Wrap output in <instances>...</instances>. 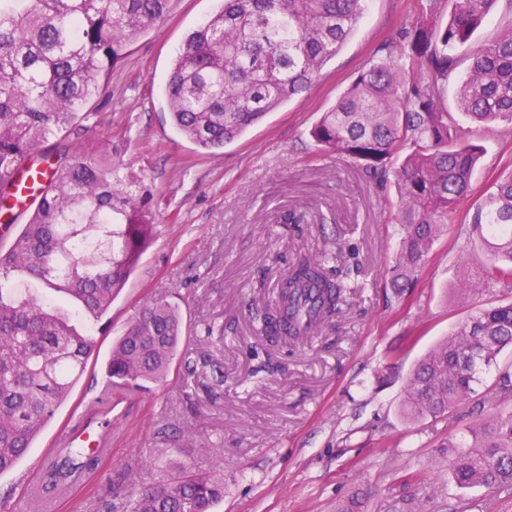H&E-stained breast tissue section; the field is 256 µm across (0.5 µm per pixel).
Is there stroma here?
<instances>
[{
    "mask_svg": "<svg viewBox=\"0 0 512 512\" xmlns=\"http://www.w3.org/2000/svg\"><path fill=\"white\" fill-rule=\"evenodd\" d=\"M415 0H369L340 52L300 95L224 148L203 152L176 130L164 88L188 33L217 0H169L164 17L86 105L70 136L76 152L112 156L134 176L157 234L103 320L68 400L18 465L0 475V506L26 512L22 476L76 404L106 384L112 342L143 303L165 299L183 323L180 358L164 381L117 401L112 453L60 512H130L139 494L189 468L222 473L214 512H336L367 492L365 512L387 501L417 512H512V489H462L436 448L478 420L462 404L441 417L401 413L415 364L475 311L460 281L481 271L469 212L512 172V132L455 113L458 130L484 149L471 190L417 280L395 294L390 269L399 228L388 221L394 185L317 150L309 136L378 48L412 19ZM326 253L350 268L354 289L333 322L297 343L268 344L251 316L271 304L300 258Z\"/></svg>",
    "mask_w": 512,
    "mask_h": 512,
    "instance_id": "1",
    "label": "stroma"
}]
</instances>
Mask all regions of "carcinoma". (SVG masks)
<instances>
[{"instance_id":"1","label":"carcinoma","mask_w":512,"mask_h":512,"mask_svg":"<svg viewBox=\"0 0 512 512\" xmlns=\"http://www.w3.org/2000/svg\"><path fill=\"white\" fill-rule=\"evenodd\" d=\"M168 0H0V209L14 224L16 175L39 152L44 179L27 223L0 248V475L15 468L68 399L93 347L73 323H97L124 288L156 226L132 180L94 151L39 150L50 137L77 133L76 119L130 43L158 21ZM418 0L411 23L369 60L310 136L323 152L353 160L380 182L394 180L391 221L400 243L391 270L404 288L448 231L471 185L482 148L458 132L444 105L458 83L456 110L512 131V17L476 49L471 39L497 0ZM367 0H222L190 32L165 86L170 119L197 148L242 136L267 113L305 92L343 48ZM486 285L512 284V171L494 183L471 217ZM348 284L322 257H305L282 279L274 306L258 318L271 343L297 341L336 316ZM182 339L176 306L146 302L112 345L106 374L138 391L162 381ZM512 303H480L418 361L405 400L413 419L444 415L464 401L512 403ZM491 385L479 390L489 374ZM462 488H512V411L448 437L437 450ZM98 460L80 450L44 466L40 491L72 486ZM223 479L191 470L141 493L131 512H213Z\"/></svg>"}]
</instances>
